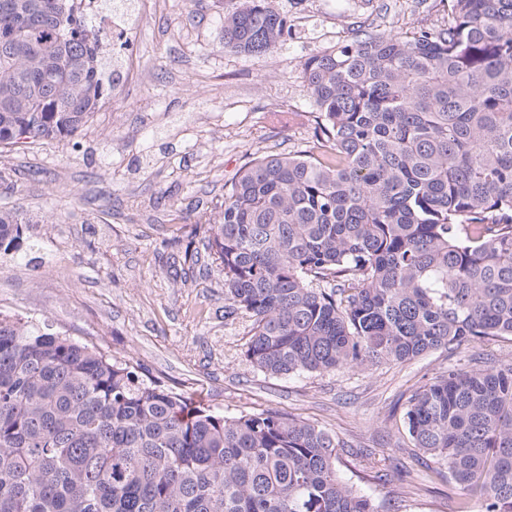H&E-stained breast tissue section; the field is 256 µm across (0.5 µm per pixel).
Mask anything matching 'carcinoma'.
<instances>
[{
    "instance_id": "carcinoma-1",
    "label": "carcinoma",
    "mask_w": 512,
    "mask_h": 512,
    "mask_svg": "<svg viewBox=\"0 0 512 512\" xmlns=\"http://www.w3.org/2000/svg\"><path fill=\"white\" fill-rule=\"evenodd\" d=\"M0 0V147L74 136L121 84L97 0ZM269 0L220 44L276 49ZM314 141L252 160L202 227L224 318L274 377L404 363L512 337V0H450L448 27L308 56ZM22 235L0 212V248ZM411 445L512 512V364L448 367L408 401ZM335 435L226 416L93 346L0 312V512H378Z\"/></svg>"
}]
</instances>
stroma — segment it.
Here are the masks:
<instances>
[{"mask_svg": "<svg viewBox=\"0 0 512 512\" xmlns=\"http://www.w3.org/2000/svg\"><path fill=\"white\" fill-rule=\"evenodd\" d=\"M242 0H129L138 70L74 139L0 151V210L24 222L0 250V310L96 346L140 375L232 416L275 409L335 433L337 469L381 512H448L441 461L404 435L408 398L448 367L512 363V340L400 364L272 377L245 357L251 321L224 316V278L202 254L176 276L196 225L262 154L306 149L314 106L301 65L361 34L448 24V0H270L290 33L270 54L219 47Z\"/></svg>", "mask_w": 512, "mask_h": 512, "instance_id": "1", "label": "stroma"}]
</instances>
